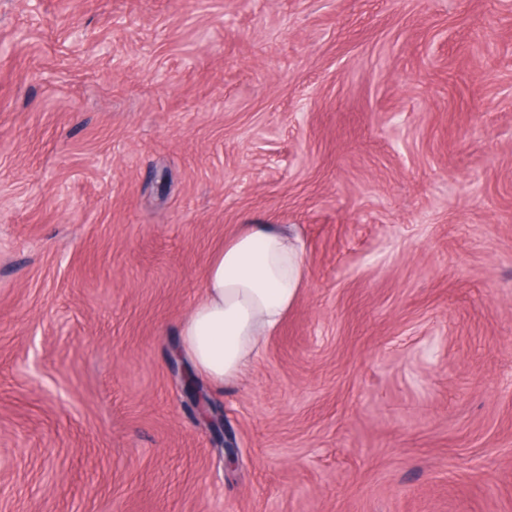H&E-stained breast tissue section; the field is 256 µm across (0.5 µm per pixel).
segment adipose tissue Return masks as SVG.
I'll return each mask as SVG.
<instances>
[{"label":"adipose tissue","mask_w":512,"mask_h":512,"mask_svg":"<svg viewBox=\"0 0 512 512\" xmlns=\"http://www.w3.org/2000/svg\"><path fill=\"white\" fill-rule=\"evenodd\" d=\"M308 278L304 251L280 224H243L210 259L203 296L179 326L181 345L216 388L261 353Z\"/></svg>","instance_id":"1"}]
</instances>
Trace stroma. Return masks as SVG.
Returning <instances> with one entry per match:
<instances>
[{
    "instance_id": "stroma-1",
    "label": "stroma",
    "mask_w": 512,
    "mask_h": 512,
    "mask_svg": "<svg viewBox=\"0 0 512 512\" xmlns=\"http://www.w3.org/2000/svg\"><path fill=\"white\" fill-rule=\"evenodd\" d=\"M0 0V512H512V0ZM241 224L308 282L173 371ZM180 379L183 390L198 416L206 423L210 432L224 444V465H236L239 459L238 450L232 434L224 430V415L212 406L210 398L188 370H181Z\"/></svg>"
}]
</instances>
